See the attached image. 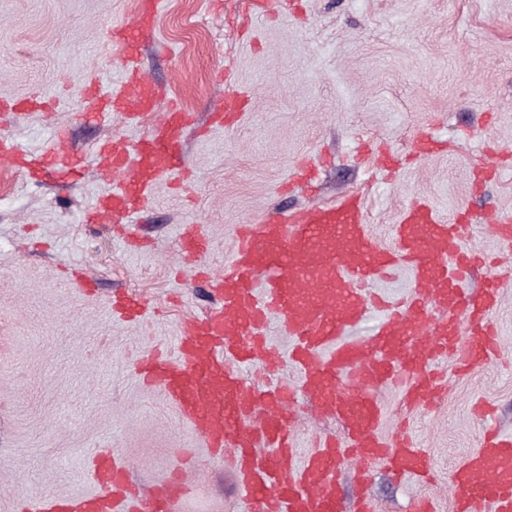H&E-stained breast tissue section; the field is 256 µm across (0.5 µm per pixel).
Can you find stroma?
<instances>
[{
  "mask_svg": "<svg viewBox=\"0 0 512 512\" xmlns=\"http://www.w3.org/2000/svg\"><path fill=\"white\" fill-rule=\"evenodd\" d=\"M253 18L238 0H167L142 34L138 67L154 94L181 99L194 121L182 143L192 181L158 182L139 224H89L86 212L108 185L88 168L92 146L139 128L89 114L84 82L122 68L103 44L113 21L136 0H0V101L31 95L55 108L69 132L68 175L29 178L0 166V512L52 494L77 498L97 489L96 450L129 459L143 491L177 468L193 435L158 391L143 390L135 350L173 345L185 319L211 299L179 251L184 225H204L211 247L201 264L230 261L237 230L283 210L362 196L365 221L382 245L410 203L470 227L467 249L502 255L479 269L495 274L500 303L497 360L465 372L448 362L441 399L405 412L401 391H380L390 436L406 417L435 467L432 483L395 477L372 463L357 483L341 463L346 501L367 496L376 512H409L431 497L453 512L448 474L476 448L486 423L476 404L495 407L512 435V253L487 219L512 214V0H264ZM246 97L230 122L213 120L226 92ZM25 153L52 146L42 112L0 118ZM436 150L420 157L417 138ZM306 157L321 160L314 190L293 181ZM78 269L94 284L75 292L62 273ZM118 289L147 303L144 324L116 320L107 300ZM291 409L302 449L340 422L319 414L307 395ZM179 512H254L238 499L225 467L210 463L192 481Z\"/></svg>",
  "mask_w": 512,
  "mask_h": 512,
  "instance_id": "obj_1",
  "label": "stroma"
}]
</instances>
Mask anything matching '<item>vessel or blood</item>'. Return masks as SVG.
I'll return each mask as SVG.
<instances>
[{"mask_svg": "<svg viewBox=\"0 0 512 512\" xmlns=\"http://www.w3.org/2000/svg\"><path fill=\"white\" fill-rule=\"evenodd\" d=\"M162 5L140 0L136 20L113 23L107 42L124 64L123 75L116 83L97 77L91 84L88 100L101 121L116 117L142 128L136 140L116 136L95 147L94 166L110 184L94 204L97 218L138 223L157 180L185 172L181 136L192 115L157 99L134 68L138 30ZM467 231V225L441 220L416 203L394 226L392 246L384 247L369 232L363 204L354 196L248 226L235 239L230 263L208 278L219 306L187 321L172 349L139 351L133 364L142 383L175 406L210 459L234 472L238 496L258 512H373L367 500L350 503L341 496L342 458L361 472L379 460L404 476L425 478L432 469L404 422L396 423L394 438L381 435L376 390L400 387L407 406L425 409L445 388L436 370L440 361L468 368L497 354L491 321L500 298L497 279L469 286L486 259L461 249ZM209 244L199 224L186 226L179 238L190 264ZM400 268L410 274V295L392 301L376 285ZM112 310L139 321L146 307L140 298L118 293ZM371 310L379 316L373 334L346 339V331ZM274 320L287 348L266 336ZM464 321L471 327L466 342L458 339ZM256 361L262 367L247 380L243 371ZM287 361L297 369V384L280 377ZM300 391L343 428L341 437L317 438L304 454L288 420ZM92 472L95 494L43 497L30 512H177L190 487L187 469L179 468L151 494H142L130 482L127 459L106 451ZM448 491L455 512H512V436L489 426L449 475Z\"/></svg>", "mask_w": 512, "mask_h": 512, "instance_id": "1", "label": "vessel or blood"}]
</instances>
